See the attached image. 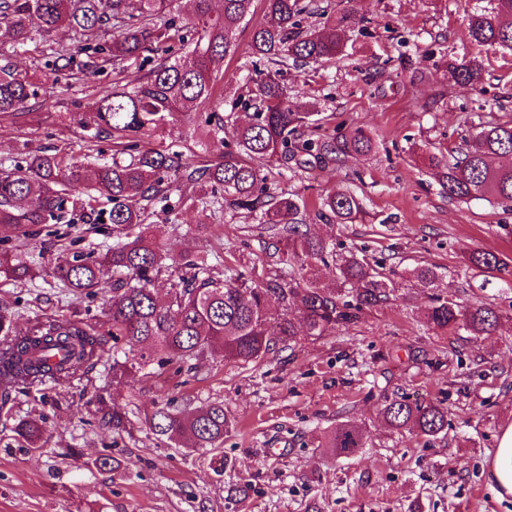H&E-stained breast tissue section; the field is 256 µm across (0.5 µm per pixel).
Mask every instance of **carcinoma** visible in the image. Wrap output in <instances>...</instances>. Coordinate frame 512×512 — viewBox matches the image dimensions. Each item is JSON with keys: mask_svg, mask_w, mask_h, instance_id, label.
Instances as JSON below:
<instances>
[{"mask_svg": "<svg viewBox=\"0 0 512 512\" xmlns=\"http://www.w3.org/2000/svg\"><path fill=\"white\" fill-rule=\"evenodd\" d=\"M188 0L192 21L179 25L168 17L170 0H138V14L127 0H0V29L27 51L34 35H48L62 27L76 33L99 30L110 36L107 48L82 45L73 52L48 44L40 80L20 76L11 64L0 65V115H12L37 98L40 83L58 80L75 69L90 75L106 62L129 63L145 70L138 84H115L98 98L96 110L70 116L94 130L93 138L109 139L110 158L95 157L84 165L68 164L55 149L29 151L24 165L0 168V226L32 239L30 228L66 218L81 197L94 192L112 204L108 219L120 241L103 255L79 251L56 264L53 277L74 294L105 289L112 293L106 310L110 327L96 329L80 319L43 317L21 325L0 309V385L33 388L47 382L63 383L91 370L112 353V384L129 373L149 375L152 365L173 364L177 371L195 372L196 362L215 354L224 360L249 363L262 358L279 343H298L304 336H321L335 326L359 321L368 309L390 299L392 280L353 250L336 254V244L309 234L299 218L302 199L274 196L265 186L263 165L302 153L319 164L364 156L375 149L373 136L357 127L340 135L304 138L314 131L311 113L302 111L296 90L281 76L288 61L333 62L343 57L344 33L353 15L329 18L314 29L302 27L312 13V0H261L263 21L251 29L250 48L266 68L255 73L254 90L241 106L253 110L242 123H229L216 91L224 80V60L236 51L237 25L254 14L256 0ZM508 10H475L467 33L477 52L456 63L440 58L457 83L478 87L485 72L484 55L512 51V0ZM188 47L189 63L169 57L174 47ZM182 130L224 139V157L198 155L189 166L182 153L165 148L142 149L130 142L140 132ZM447 156L431 157L441 169L448 198L461 202L494 200L512 210V120L481 125L462 138ZM181 184L191 189L201 212L214 215L224 201L259 217V229L278 238L279 264L305 270L312 263L335 260L336 287L324 288L312 276L291 278L283 287L279 278L254 279L234 269L224 280L210 275L209 254L180 256L182 274L169 284L165 300L155 284L168 268L169 254L161 249L146 224L147 206L167 188ZM320 216L334 224H348L366 215L360 199L338 190L321 199ZM473 269L502 281L512 276L509 263L494 253L475 251L468 257ZM0 275L25 281L35 275L17 262L8 249L0 251ZM298 307V316L292 308ZM428 322L440 330L465 326L475 336H491L500 316L489 305L465 307L442 294L433 297ZM59 350L53 364L45 355ZM98 410L113 429L125 426L126 415L100 398ZM380 412L395 430L415 431L435 438L448 426L447 412L432 401L404 397L386 400ZM144 420L153 434L192 451L216 449L224 442L231 420L221 403L200 410L177 409L157 403ZM16 434L37 445L44 433L36 419H21ZM365 432L340 424L329 434L328 447L348 457L364 447Z\"/></svg>", "mask_w": 512, "mask_h": 512, "instance_id": "cac0c4a2", "label": "carcinoma"}]
</instances>
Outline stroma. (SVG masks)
I'll return each instance as SVG.
<instances>
[{
	"label": "stroma",
	"mask_w": 512,
	"mask_h": 512,
	"mask_svg": "<svg viewBox=\"0 0 512 512\" xmlns=\"http://www.w3.org/2000/svg\"><path fill=\"white\" fill-rule=\"evenodd\" d=\"M321 2L365 22L347 28L342 59L289 68L285 79L319 114L321 131L360 126L376 148L340 164L275 160L264 172L271 193L302 197L311 234L365 248L393 270L389 302L357 323L254 362L200 361L194 378L168 366L116 387L104 360L72 382L12 392L0 408V512H512V496L499 497L488 478L499 435L512 425V285L467 266L477 250L512 264V211L449 199L428 162L475 127L512 119V53L489 55L479 90L455 83L430 57L438 49L457 61L474 54L467 13L499 0ZM236 40L224 62V110L239 116L233 102L247 93L253 58L248 30L239 29ZM140 77L136 67L108 64L40 90L24 114L0 116V164L23 162L38 146L84 162L92 144L83 128L62 122L63 113L94 111L98 91L113 79L134 84ZM341 188L362 198L365 222L319 217L320 198ZM147 213L170 255L217 252L215 277L239 265L259 278L278 271L276 238L233 207L213 217L205 236L195 231L203 216L189 190L172 192L166 204L149 203ZM115 241L106 215L88 207L63 237L43 232L29 247L10 236L8 247L37 276L22 283L0 278V307L22 323L75 316L104 324L108 294L73 295L44 267L68 251L102 255ZM419 266L436 267L438 288L414 278ZM437 292L493 304L501 317L496 334L429 326L426 312ZM102 396L126 412L125 430L101 421L95 408ZM400 397L440 402L446 433L430 440L391 429L378 410ZM170 398L191 409L223 403L233 428L221 448L191 452L152 434L143 411ZM27 418L44 422L40 447H28L14 431ZM343 423L366 433L357 456H337L325 445ZM275 448L282 456H272ZM101 454L119 459L122 470L94 467ZM245 483L248 497L235 498L234 488Z\"/></svg>",
	"instance_id": "stroma-1"
}]
</instances>
